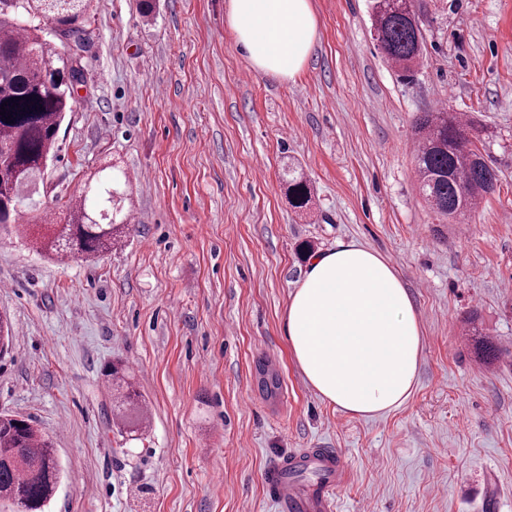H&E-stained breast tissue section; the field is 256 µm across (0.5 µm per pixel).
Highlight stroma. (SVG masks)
Masks as SVG:
<instances>
[{
    "mask_svg": "<svg viewBox=\"0 0 512 512\" xmlns=\"http://www.w3.org/2000/svg\"><path fill=\"white\" fill-rule=\"evenodd\" d=\"M225 2L156 0L147 19L93 2L37 199L62 224L90 174L124 171V241L57 262L0 229V413L53 443L45 512H274L262 472L304 448L343 458L332 512H512V0H416L409 78L372 38L371 0H311L318 38L288 81L252 70ZM442 104L498 175L454 222L414 163V119ZM341 241L391 264L422 325L416 387L377 417L322 401L281 334L310 255ZM113 361L147 408L134 434L111 417Z\"/></svg>",
    "mask_w": 512,
    "mask_h": 512,
    "instance_id": "1",
    "label": "stroma"
}]
</instances>
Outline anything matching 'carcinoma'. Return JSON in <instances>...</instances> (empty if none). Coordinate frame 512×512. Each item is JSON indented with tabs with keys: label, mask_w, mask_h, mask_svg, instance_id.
I'll return each mask as SVG.
<instances>
[{
	"label": "carcinoma",
	"mask_w": 512,
	"mask_h": 512,
	"mask_svg": "<svg viewBox=\"0 0 512 512\" xmlns=\"http://www.w3.org/2000/svg\"><path fill=\"white\" fill-rule=\"evenodd\" d=\"M0 104L7 103L12 122L0 117V224L15 231H37L36 250L60 261L76 255L97 256L126 236L125 212H114V198L125 196L126 183L103 167L67 204L66 224L17 220L26 206L27 187L41 178L42 167L55 153L56 138L66 113L72 111L74 84L83 81L79 65L86 30L83 25L90 0H16L1 7ZM374 40L385 57L410 72L423 56L418 14L400 8L397 0H373ZM52 31L66 45L58 51L46 38ZM17 99L13 106L11 99ZM460 113L436 109L414 120V154L418 190L438 214L456 219L472 211L480 198L494 190L496 173L469 132ZM288 190L294 207L309 203L306 182L288 171ZM113 418L129 432L145 423L140 394L125 369L108 370ZM59 460L45 435L30 420L0 415V501L15 512H45L57 490Z\"/></svg>",
	"instance_id": "obj_1"
}]
</instances>
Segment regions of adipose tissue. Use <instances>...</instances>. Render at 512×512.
I'll list each match as a JSON object with an SVG mask.
<instances>
[{"label":"adipose tissue","instance_id":"1","mask_svg":"<svg viewBox=\"0 0 512 512\" xmlns=\"http://www.w3.org/2000/svg\"><path fill=\"white\" fill-rule=\"evenodd\" d=\"M225 20L251 66L279 80L304 69L318 35L311 0H227ZM282 333L306 381L348 414L381 415L413 392L420 322L408 289L372 248L350 241L313 255Z\"/></svg>","mask_w":512,"mask_h":512}]
</instances>
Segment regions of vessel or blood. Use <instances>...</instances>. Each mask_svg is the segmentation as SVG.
I'll return each instance as SVG.
<instances>
[{"instance_id": "1", "label": "vessel or blood", "mask_w": 512, "mask_h": 512, "mask_svg": "<svg viewBox=\"0 0 512 512\" xmlns=\"http://www.w3.org/2000/svg\"><path fill=\"white\" fill-rule=\"evenodd\" d=\"M345 480L341 458L332 448L297 452L262 473L277 512H331L332 494Z\"/></svg>"}]
</instances>
